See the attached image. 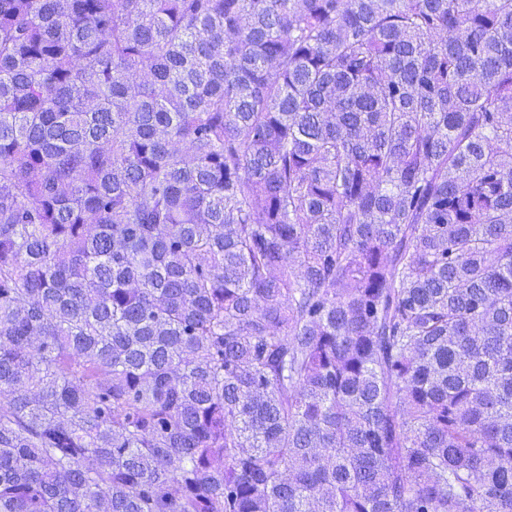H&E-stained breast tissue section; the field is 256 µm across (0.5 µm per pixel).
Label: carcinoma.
<instances>
[{"mask_svg":"<svg viewBox=\"0 0 512 512\" xmlns=\"http://www.w3.org/2000/svg\"><path fill=\"white\" fill-rule=\"evenodd\" d=\"M0 512H512V0H0Z\"/></svg>","mask_w":512,"mask_h":512,"instance_id":"cac0c4a2","label":"carcinoma"}]
</instances>
